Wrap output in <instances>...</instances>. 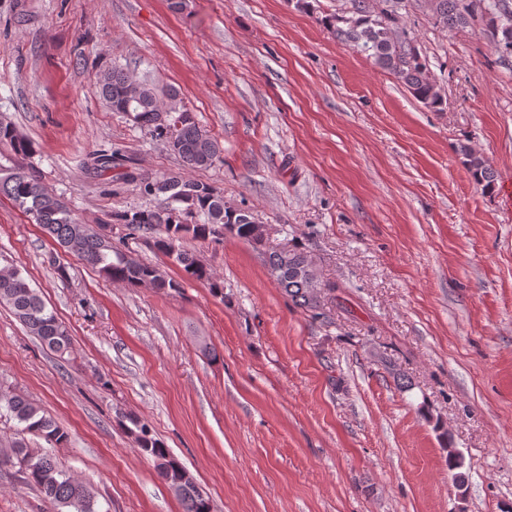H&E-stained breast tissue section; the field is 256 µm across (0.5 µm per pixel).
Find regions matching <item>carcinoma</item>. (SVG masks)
I'll return each mask as SVG.
<instances>
[{"label":"carcinoma","instance_id":"cac0c4a2","mask_svg":"<svg viewBox=\"0 0 512 512\" xmlns=\"http://www.w3.org/2000/svg\"><path fill=\"white\" fill-rule=\"evenodd\" d=\"M351 16H333L327 26L336 38L349 43L373 58L376 65L398 78L417 100L431 109H440L442 98L436 84L426 74L425 64L404 29L396 26L397 2L381 12L369 9L368 0H350ZM435 24L443 29L465 25L479 15L485 19L495 49L512 55V4L509 0H429ZM98 86L106 106L113 112L132 110L136 125L152 138L168 142L166 126L161 120L159 90L133 79L123 69L110 68L98 76ZM0 144L10 148L12 164L0 174V196L10 201L64 250L75 254L84 264L129 288L151 286L158 290L179 288L158 266L145 264L112 242L113 227L126 233L120 239L135 236L150 241L153 247L178 266L186 276L206 281L216 289L209 268L197 255L183 248L186 240L222 241L231 235L254 244L263 243L252 228L253 214H240L227 221L229 208L216 187L181 175H153L127 171L123 178L135 184L140 193L153 200L149 209H127L112 213L110 224H84L66 203L45 186L41 172L30 162L33 145L8 121L0 120ZM223 148L203 130L188 109L180 110L177 148L173 153L189 169H206L219 160ZM464 164L475 181L491 190L495 175L485 160L467 144L458 148ZM118 153L95 151L86 155L84 167L102 173L117 166ZM291 264L282 268L279 249L265 251L270 275L295 306L313 316L319 314L326 296L336 291V283L325 282V292L316 296L304 269L313 255L304 247H288ZM0 305L9 307L27 329L50 351L64 356L70 352L71 336L56 313L47 308L38 292L31 288L16 268L0 269ZM9 416L23 425L22 431L61 446L66 433L47 417L40 406L21 395H0ZM130 430L135 446L151 458L157 476L179 498L182 512H212L209 496L193 475L175 462L153 430L145 423L133 422ZM12 459L24 470L28 481L37 487L50 504V512H98L95 494L65 470L56 457L42 448H31L18 441Z\"/></svg>","mask_w":512,"mask_h":512}]
</instances>
